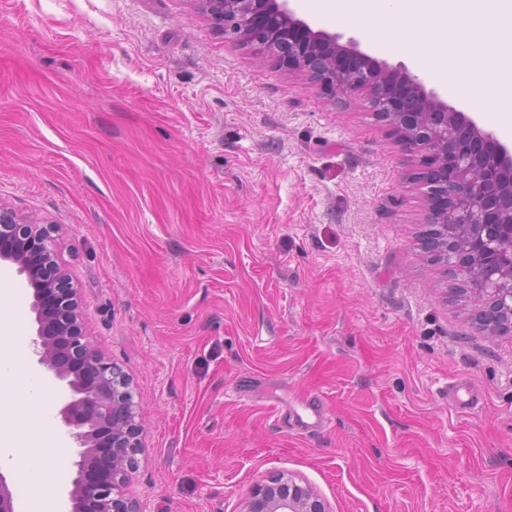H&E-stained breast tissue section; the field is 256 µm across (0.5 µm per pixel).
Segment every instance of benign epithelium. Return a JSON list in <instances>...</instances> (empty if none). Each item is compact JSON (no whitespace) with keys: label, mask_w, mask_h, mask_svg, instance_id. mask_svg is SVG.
I'll return each instance as SVG.
<instances>
[{"label":"benign epithelium","mask_w":512,"mask_h":512,"mask_svg":"<svg viewBox=\"0 0 512 512\" xmlns=\"http://www.w3.org/2000/svg\"><path fill=\"white\" fill-rule=\"evenodd\" d=\"M240 46L253 47L289 71L307 75L336 103L367 95L407 151L422 152L428 187L423 223L448 249L460 226L467 244L453 258L477 302L492 308L475 319L490 336L512 333V147L425 89L403 65L389 66L353 39L315 30L288 0H199ZM54 227L20 219L0 203V262L16 268L32 293L35 363L58 387L59 416L78 448L75 473L62 493L67 512H142L125 492L142 453V414L122 366L88 338L78 288L52 248ZM0 512H17L0 472ZM243 512H329L307 484L270 475Z\"/></svg>","instance_id":"1"}]
</instances>
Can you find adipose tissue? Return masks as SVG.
Masks as SVG:
<instances>
[{
	"label": "adipose tissue",
	"instance_id": "adipose-tissue-1",
	"mask_svg": "<svg viewBox=\"0 0 512 512\" xmlns=\"http://www.w3.org/2000/svg\"><path fill=\"white\" fill-rule=\"evenodd\" d=\"M4 380L23 400L32 425L19 429L16 441L0 447V468L14 470L21 477L20 493L27 512H55V487L64 476L63 452L43 424L49 393L27 367L25 343L0 352V382Z\"/></svg>",
	"mask_w": 512,
	"mask_h": 512
}]
</instances>
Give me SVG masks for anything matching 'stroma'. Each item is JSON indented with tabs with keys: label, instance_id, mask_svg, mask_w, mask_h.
Wrapping results in <instances>:
<instances>
[{
	"label": "stroma",
	"instance_id": "stroma-1",
	"mask_svg": "<svg viewBox=\"0 0 512 512\" xmlns=\"http://www.w3.org/2000/svg\"><path fill=\"white\" fill-rule=\"evenodd\" d=\"M418 169L197 0H0V203L57 226L131 380L144 512H241L272 474L330 512H512V335L423 251Z\"/></svg>",
	"mask_w": 512,
	"mask_h": 512
}]
</instances>
